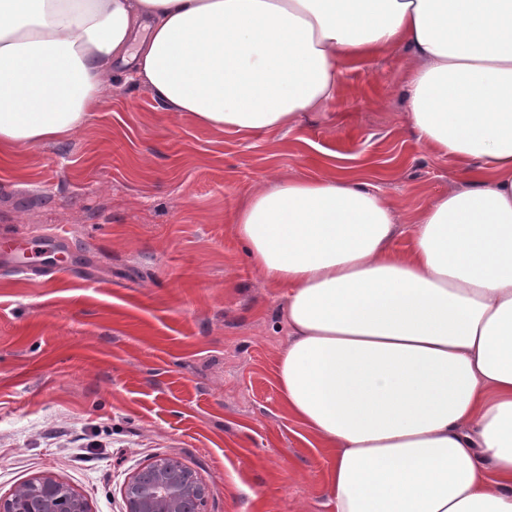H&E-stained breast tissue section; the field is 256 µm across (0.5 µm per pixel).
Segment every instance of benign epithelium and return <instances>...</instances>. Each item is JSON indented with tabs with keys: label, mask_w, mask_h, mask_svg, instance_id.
<instances>
[{
	"label": "benign epithelium",
	"mask_w": 512,
	"mask_h": 512,
	"mask_svg": "<svg viewBox=\"0 0 512 512\" xmlns=\"http://www.w3.org/2000/svg\"><path fill=\"white\" fill-rule=\"evenodd\" d=\"M205 496L200 482L187 483L178 467L162 461L133 475L124 487L126 512H186L188 500ZM62 501L69 512H90L82 494L49 474L36 476L10 496L0 497V512H58Z\"/></svg>",
	"instance_id": "benign-epithelium-1"
}]
</instances>
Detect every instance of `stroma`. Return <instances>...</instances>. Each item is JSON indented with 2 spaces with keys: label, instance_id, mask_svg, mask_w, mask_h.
<instances>
[{
  "label": "stroma",
  "instance_id": "35a3bbf8",
  "mask_svg": "<svg viewBox=\"0 0 512 512\" xmlns=\"http://www.w3.org/2000/svg\"><path fill=\"white\" fill-rule=\"evenodd\" d=\"M406 54L347 64L336 96L293 129L216 130L133 84L76 135L0 162V253L62 232L70 277L0 268V497L41 474L90 512L169 457L207 489L203 512H330L333 457L289 416L276 364L287 290L232 224L259 181L343 170L397 206L405 249L458 165L406 126Z\"/></svg>",
  "mask_w": 512,
  "mask_h": 512
}]
</instances>
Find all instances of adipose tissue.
<instances>
[{
    "label": "adipose tissue",
    "instance_id": "adipose-tissue-1",
    "mask_svg": "<svg viewBox=\"0 0 512 512\" xmlns=\"http://www.w3.org/2000/svg\"><path fill=\"white\" fill-rule=\"evenodd\" d=\"M400 49L411 133L463 174L408 248L343 173L260 182L232 222L288 289L277 384L333 512H512V0H0V155L78 133L117 73L262 134Z\"/></svg>",
    "mask_w": 512,
    "mask_h": 512
}]
</instances>
